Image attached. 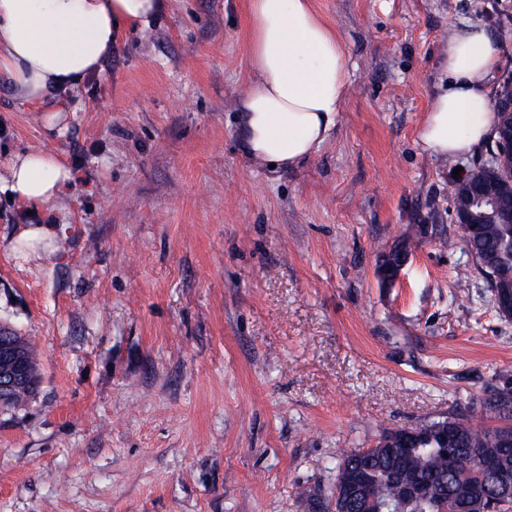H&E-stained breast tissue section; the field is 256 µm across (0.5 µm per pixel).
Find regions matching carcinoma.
<instances>
[{
    "label": "carcinoma",
    "mask_w": 512,
    "mask_h": 512,
    "mask_svg": "<svg viewBox=\"0 0 512 512\" xmlns=\"http://www.w3.org/2000/svg\"><path fill=\"white\" fill-rule=\"evenodd\" d=\"M487 159L471 167V178L493 180L504 198L512 197V173L490 171ZM463 241L493 294L512 290V223L460 225ZM426 234L399 238L380 253L378 270L412 256ZM30 367L28 391L7 409L19 408L39 386L33 344L13 333ZM512 475V381L486 387L462 414L425 421L414 427L383 431L369 448L340 449L335 481L354 478L360 494L341 499L335 494L310 499L314 512H512V502L499 508L488 490L496 474Z\"/></svg>",
    "instance_id": "carcinoma-1"
}]
</instances>
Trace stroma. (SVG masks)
Listing matches in <instances>:
<instances>
[{"label":"stroma","instance_id":"stroma-1","mask_svg":"<svg viewBox=\"0 0 512 512\" xmlns=\"http://www.w3.org/2000/svg\"><path fill=\"white\" fill-rule=\"evenodd\" d=\"M165 3L120 32L65 129L0 75V165L44 149L76 177L42 212L55 253L13 249L0 195V324L41 373L0 411V512H312L338 449L512 379V318L453 209V170L486 150L418 142L454 24H486L492 88L512 84V0H315L351 86L330 138L276 172L240 141L248 0ZM416 224L434 237L382 285L379 252Z\"/></svg>","mask_w":512,"mask_h":512}]
</instances>
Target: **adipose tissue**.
I'll use <instances>...</instances> for the list:
<instances>
[{
	"label": "adipose tissue",
	"instance_id": "1",
	"mask_svg": "<svg viewBox=\"0 0 512 512\" xmlns=\"http://www.w3.org/2000/svg\"><path fill=\"white\" fill-rule=\"evenodd\" d=\"M162 0H0V73L15 97L48 115L65 114L83 79L111 54L117 25L148 27ZM251 77L240 97V133L248 156L290 168L328 138L347 98L353 64L337 30L314 0H250ZM502 50L484 23L455 27L441 62L434 106L419 130L431 155L463 157L493 136L490 81ZM74 174L50 151L17 152L0 168V194L20 212L63 199Z\"/></svg>",
	"mask_w": 512,
	"mask_h": 512
}]
</instances>
